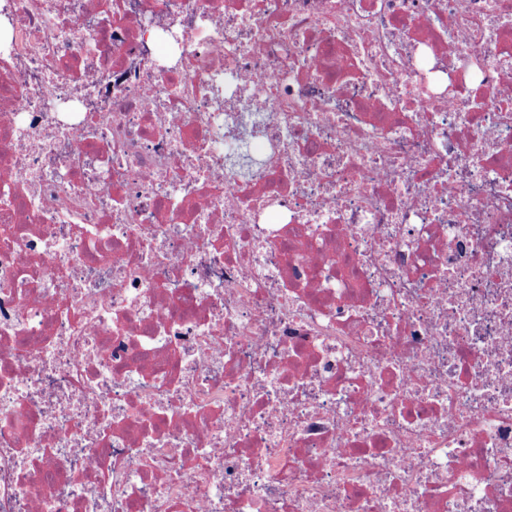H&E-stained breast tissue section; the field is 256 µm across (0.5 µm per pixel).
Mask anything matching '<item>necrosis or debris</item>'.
I'll use <instances>...</instances> for the list:
<instances>
[{
    "label": "necrosis or debris",
    "mask_w": 512,
    "mask_h": 512,
    "mask_svg": "<svg viewBox=\"0 0 512 512\" xmlns=\"http://www.w3.org/2000/svg\"><path fill=\"white\" fill-rule=\"evenodd\" d=\"M42 2L0 0V512H512V0Z\"/></svg>",
    "instance_id": "obj_1"
}]
</instances>
